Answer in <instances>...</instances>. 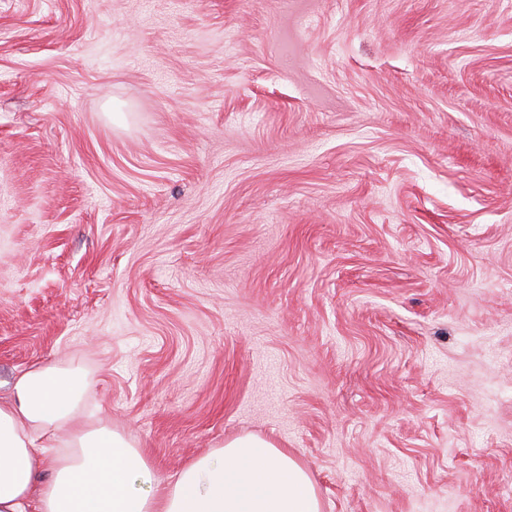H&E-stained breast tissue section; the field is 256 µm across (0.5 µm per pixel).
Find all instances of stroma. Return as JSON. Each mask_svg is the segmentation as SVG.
I'll return each instance as SVG.
<instances>
[{"label": "stroma", "instance_id": "1", "mask_svg": "<svg viewBox=\"0 0 512 512\" xmlns=\"http://www.w3.org/2000/svg\"><path fill=\"white\" fill-rule=\"evenodd\" d=\"M46 362L163 484L512 512V0H0V399Z\"/></svg>", "mask_w": 512, "mask_h": 512}]
</instances>
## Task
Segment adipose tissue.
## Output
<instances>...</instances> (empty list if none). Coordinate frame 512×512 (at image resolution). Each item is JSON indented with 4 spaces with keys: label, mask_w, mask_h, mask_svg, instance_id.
Wrapping results in <instances>:
<instances>
[{
    "label": "adipose tissue",
    "mask_w": 512,
    "mask_h": 512,
    "mask_svg": "<svg viewBox=\"0 0 512 512\" xmlns=\"http://www.w3.org/2000/svg\"><path fill=\"white\" fill-rule=\"evenodd\" d=\"M87 387L80 367L44 363L0 401V512H321L308 471L253 435L156 485L137 445L82 423Z\"/></svg>",
    "instance_id": "obj_1"
}]
</instances>
